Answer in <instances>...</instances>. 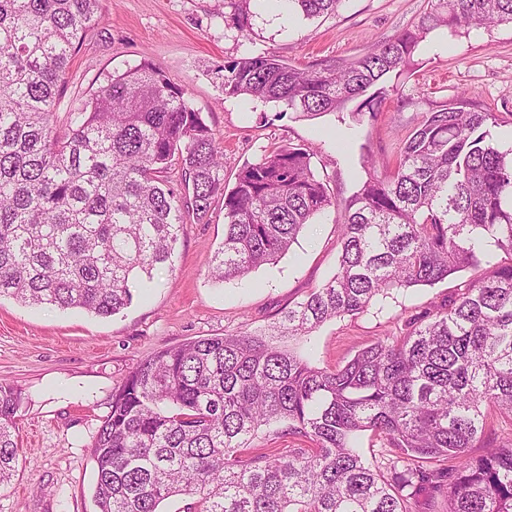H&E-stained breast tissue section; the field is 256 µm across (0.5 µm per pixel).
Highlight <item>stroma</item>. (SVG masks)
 I'll return each mask as SVG.
<instances>
[{
  "label": "stroma",
  "instance_id": "stroma-1",
  "mask_svg": "<svg viewBox=\"0 0 512 512\" xmlns=\"http://www.w3.org/2000/svg\"><path fill=\"white\" fill-rule=\"evenodd\" d=\"M428 7V0H343L335 14L288 23L260 6L245 37L228 25L224 0H99L102 20L67 71L58 124L108 71L146 60L186 91L213 130L224 149L226 186L271 146L298 145L315 149L312 164L335 204L277 262L218 283L209 263L224 240V208L215 203L207 221L185 224L171 265L156 270L147 296L110 317L1 300L0 384L21 389L23 402L19 460L0 489V512H96L90 444L113 388L164 347L264 331L331 277L344 203L366 177L365 153L384 174L423 115L462 94L498 115L496 141L512 133L508 24L430 33L403 74L384 77L386 96L374 119L346 110L308 120L222 92L227 60L270 51L294 64H334L397 36ZM473 276L466 270L432 286L390 291L363 314L325 323L310 340L287 336L281 344L321 366L345 364L367 342L401 335L407 320L447 304Z\"/></svg>",
  "mask_w": 512,
  "mask_h": 512
}]
</instances>
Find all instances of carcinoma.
Instances as JSON below:
<instances>
[{
	"label": "carcinoma",
	"instance_id": "carcinoma-1",
	"mask_svg": "<svg viewBox=\"0 0 512 512\" xmlns=\"http://www.w3.org/2000/svg\"><path fill=\"white\" fill-rule=\"evenodd\" d=\"M253 0H228L251 31ZM305 19L343 0H281ZM101 22L99 0H0V298L100 317L119 313L169 262L186 219L224 204V241L209 268L222 282L286 254L335 205L313 152L276 147L230 189L223 150L186 92L149 62L114 71L57 133L67 68ZM512 23V0H431L410 28L360 57L301 67L270 52L224 64V96L315 117L359 100L377 117L383 91L427 35ZM493 112L460 96L426 113L393 171L368 174L346 204L337 272L263 334L165 347L112 389L91 443L98 512H512V148ZM508 255L448 306L411 320L334 368L279 339L364 313L391 289L432 286ZM21 392L0 385V487L18 462ZM309 448L256 453L262 426ZM368 432L390 449L382 467L357 449ZM472 448H484L480 456Z\"/></svg>",
	"mask_w": 512,
	"mask_h": 512
}]
</instances>
